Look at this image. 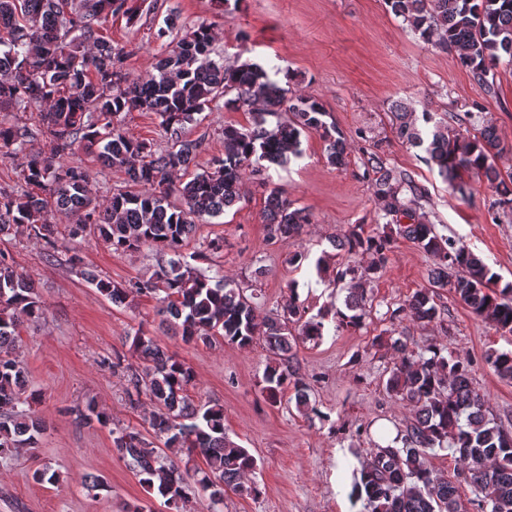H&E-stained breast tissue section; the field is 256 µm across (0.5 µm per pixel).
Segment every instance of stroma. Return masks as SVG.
Returning <instances> with one entry per match:
<instances>
[{
	"label": "stroma",
	"instance_id": "35a3bbf8",
	"mask_svg": "<svg viewBox=\"0 0 512 512\" xmlns=\"http://www.w3.org/2000/svg\"><path fill=\"white\" fill-rule=\"evenodd\" d=\"M128 5L130 15L101 18L93 27L125 47L129 78L147 79L170 50L169 38L158 35L167 18H176L184 31L204 23L214 34L213 59L259 64L292 92L320 100L349 143L343 167L327 163L324 142L315 133L303 136L301 157L270 167V185L284 188L296 207L312 216L299 237L268 243L263 222L267 187L248 177L241 202L199 223L187 247L200 252L208 240L223 237V251L199 266H219L225 276L257 283L259 318L281 313L292 286L307 316L326 313L323 336L294 350L322 416L311 420L300 413L290 388L280 404L264 400L260 381L270 352L263 338L241 347L221 339L187 344L161 334L154 299L112 305L65 265L48 262L41 245L6 237L0 239V251L32 278L46 307L43 321L24 325L18 348L29 389L42 394L31 408L48 429L36 447L0 455V512H123L127 504L169 512L163 498L146 491L112 448V425L148 430L153 410L147 401L131 407L126 373L112 366L118 357L138 364L127 336L138 326L156 334L167 352L193 369L189 396L198 404L223 405L227 435L257 460L252 479L260 496L227 492L223 512H366L363 501L350 496L371 448L366 430L382 422L400 427L412 416L411 406L389 398L382 386L399 360L393 345L397 338L412 349L435 344L468 362L472 385L488 411L512 426V380L499 377L485 361L490 351L512 350V332L474 315L448 288L437 291L440 320L422 323L404 312L405 301L428 287L433 268L432 258L416 244L396 239L369 290L372 316L356 329L335 330L329 313L343 307L345 293L328 286L316 268L321 258L358 269L369 264V256L336 252L331 241L357 224L368 234L383 230L376 222L380 203L364 167L374 152L423 189L416 210L422 221L434 224L439 234L461 238L492 272L512 282V219L498 216L492 185L469 174L470 194L455 192L431 171L421 149L398 139L391 115L396 101L449 121L458 112L478 110L499 136L497 168L512 171V67L499 68L495 93L484 92L453 55L420 39L385 0H128ZM248 123L247 113L224 99L214 101L187 130L188 139L200 144L195 172L209 169L212 158L223 152L225 126ZM68 162L86 170L100 202L127 187L123 170L104 168L84 151H76ZM59 247L78 253L85 267L115 282L138 277L159 263L153 248L115 253L93 237L65 238ZM293 252L305 253L302 265L289 264ZM91 399L108 414L109 425L74 422L72 409ZM47 465L57 472L58 482L34 481L33 472ZM90 476L104 479L94 495L84 487Z\"/></svg>",
	"mask_w": 512,
	"mask_h": 512
}]
</instances>
